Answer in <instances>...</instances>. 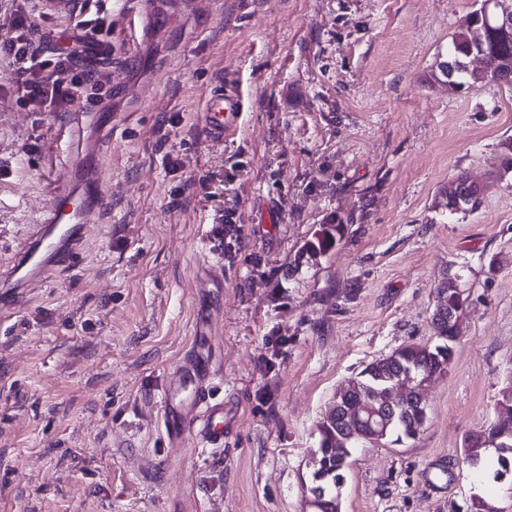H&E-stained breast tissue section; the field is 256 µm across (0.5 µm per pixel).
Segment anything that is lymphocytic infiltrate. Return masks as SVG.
<instances>
[{
    "label": "lymphocytic infiltrate",
    "mask_w": 512,
    "mask_h": 512,
    "mask_svg": "<svg viewBox=\"0 0 512 512\" xmlns=\"http://www.w3.org/2000/svg\"><path fill=\"white\" fill-rule=\"evenodd\" d=\"M0 11V60L8 61L7 82L17 93L18 106L28 112H68L74 107L102 104L112 95L110 67L90 66L108 27V14L73 23L63 44L49 47L38 38V26L29 0H12Z\"/></svg>",
    "instance_id": "f902f5d3"
}]
</instances>
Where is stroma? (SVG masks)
Instances as JSON below:
<instances>
[{
    "label": "stroma",
    "mask_w": 512,
    "mask_h": 512,
    "mask_svg": "<svg viewBox=\"0 0 512 512\" xmlns=\"http://www.w3.org/2000/svg\"><path fill=\"white\" fill-rule=\"evenodd\" d=\"M477 7L213 0L211 14L187 16L164 0L133 38L113 18L112 121L88 107L76 140L109 173L102 220L74 265L0 310V512H303L337 386L434 343L450 275L468 306L448 372L425 391V423L416 438L353 450L341 512H468L475 494L512 512V480L463 461L512 375V177L497 173L512 87L452 94L430 79ZM5 80L0 66V268L70 161L47 150L69 116L20 111ZM219 84L244 103L220 144L198 119ZM168 152L183 169L164 167ZM217 170L223 193L174 207L189 177ZM462 173L480 179L481 205L451 214L440 193ZM219 211L240 243L213 237ZM323 224L341 225L335 247L306 254ZM206 261L224 265L206 326L231 430L220 451L169 444L161 425Z\"/></svg>",
    "instance_id": "obj_1"
}]
</instances>
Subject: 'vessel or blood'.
Returning <instances> with one entry per match:
<instances>
[{"instance_id": "b4317fda", "label": "vessel or blood", "mask_w": 512, "mask_h": 512, "mask_svg": "<svg viewBox=\"0 0 512 512\" xmlns=\"http://www.w3.org/2000/svg\"><path fill=\"white\" fill-rule=\"evenodd\" d=\"M92 0H38L39 13L47 18L74 20L84 15ZM114 13L122 16L130 32H138L155 20L152 6L132 13L127 0H112ZM243 110L239 95L225 93L223 87L211 90L203 108L205 128L214 140L236 122ZM90 191L76 198L66 190L56 193L52 204L41 214L27 245L18 253L9 269L0 272V287L45 276L58 267L73 264L79 252L81 235L87 225L96 223V210L105 193L104 174L89 177ZM196 278L206 289L213 306H220L224 296V267L201 264ZM223 374L209 336L199 332L192 341L171 380L161 392L162 427L169 443L178 444L195 438L199 447L220 449L224 446V401L214 389Z\"/></svg>"}]
</instances>
